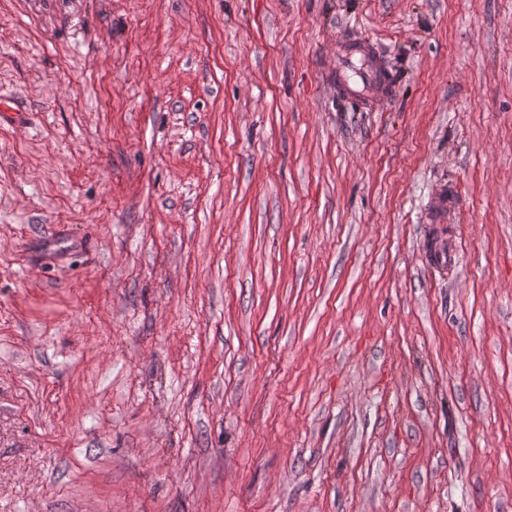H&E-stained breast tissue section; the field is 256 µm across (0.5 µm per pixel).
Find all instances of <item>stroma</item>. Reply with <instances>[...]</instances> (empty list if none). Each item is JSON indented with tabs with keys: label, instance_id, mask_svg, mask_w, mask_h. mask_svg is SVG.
Wrapping results in <instances>:
<instances>
[{
	"label": "stroma",
	"instance_id": "stroma-1",
	"mask_svg": "<svg viewBox=\"0 0 512 512\" xmlns=\"http://www.w3.org/2000/svg\"><path fill=\"white\" fill-rule=\"evenodd\" d=\"M4 100L0 512H512V0H0ZM362 45L356 36L341 38L336 44V83L344 87L347 94L354 97L362 105H370L375 97H389L393 86L380 89L379 73L381 69L380 57L376 60L368 56L359 46ZM357 63L364 66L362 77L354 81L351 79V70ZM337 84V85H338Z\"/></svg>",
	"mask_w": 512,
	"mask_h": 512
}]
</instances>
